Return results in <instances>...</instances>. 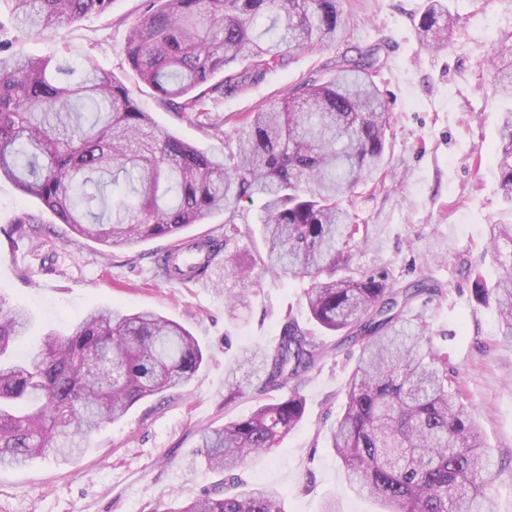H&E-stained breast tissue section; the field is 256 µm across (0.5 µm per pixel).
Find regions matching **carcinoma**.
Returning a JSON list of instances; mask_svg holds the SVG:
<instances>
[{"label": "carcinoma", "mask_w": 512, "mask_h": 512, "mask_svg": "<svg viewBox=\"0 0 512 512\" xmlns=\"http://www.w3.org/2000/svg\"><path fill=\"white\" fill-rule=\"evenodd\" d=\"M345 0H153L126 39L128 64L156 97L189 122L260 83L303 50H326L344 32ZM112 0H0L11 23L34 35L103 13ZM268 21L257 28L258 20ZM452 20L430 0L419 31L440 50ZM0 22V179L39 199L71 230L106 248L177 238L224 216V230L254 215L265 270L310 279L309 317L358 346L330 441L353 492L382 512H485L495 478L473 409L455 387L448 355L433 344L416 302L444 295L423 278L352 272L365 238L353 210L357 186L376 185L388 147L389 113L373 79L371 49L343 59L336 77L295 86L270 109L245 116L227 159L159 128L124 83L94 64L76 81L69 65L14 47ZM497 91L512 98V35L493 56ZM499 190L512 207V112L502 113ZM27 213L12 232L31 236ZM486 254L499 268L475 296L493 303L512 342V224L490 225ZM229 235L174 246L158 266L170 280L206 274ZM28 312L0 296V467L35 458L67 464L90 436L140 400L190 383L203 351L181 324L151 311L93 307L62 334L50 330L27 358L13 355ZM334 346L287 317L276 346L244 353L224 376V402L254 391L247 417L201 433L200 455L236 484L257 455L273 454L305 414L302 378ZM177 512H286L276 489L215 490Z\"/></svg>", "instance_id": "cac0c4a2"}]
</instances>
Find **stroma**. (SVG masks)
Listing matches in <instances>:
<instances>
[{"label":"stroma","instance_id":"obj_1","mask_svg":"<svg viewBox=\"0 0 512 512\" xmlns=\"http://www.w3.org/2000/svg\"><path fill=\"white\" fill-rule=\"evenodd\" d=\"M453 27L448 45L427 47L418 20L428 0H347L346 33L329 50L303 51L286 68L239 96L209 104L211 126L180 120L131 70L126 36L142 18L146 0H113L101 15L65 24L56 33H18L24 51L82 66L95 60L127 86L156 124L204 151L228 154L241 117L276 104L289 88L328 81L342 59L357 49L377 50L374 80L390 114L384 188H358L353 199L366 244L352 268L389 272L411 282L428 277L447 290L443 302L424 307L433 343L447 352L463 399L476 409L499 475L490 491V512H512V347L503 344L493 305L479 304L474 281H494L485 258L489 227L503 217L497 148L502 112L512 107L494 88L489 61L501 35L512 33V0H445ZM40 214L39 239L10 235L23 213ZM161 238L113 250L76 235L43 210L40 201L0 180V297L26 308L33 319L15 347L23 358L46 326L63 330L88 308L113 307L125 314L149 309L189 329L206 358L188 387L137 403L119 422L92 434L87 450L68 465L36 459L23 468H0V512H176L186 502L223 487V472L198 453V434L244 417L251 396L224 401V371L252 347H273L287 316L315 329L304 306L310 280L264 272L256 225L242 223L226 250L228 263L252 269L247 306L228 313L224 292L240 283L215 265L185 282L163 279L156 260ZM227 263V264H228ZM322 338L337 349L305 382L302 423L275 449L241 471L246 484L281 491L287 512H321L326 498L341 512H377L372 499L348 490L330 445V430L344 402L345 383L357 349Z\"/></svg>","mask_w":512,"mask_h":512}]
</instances>
